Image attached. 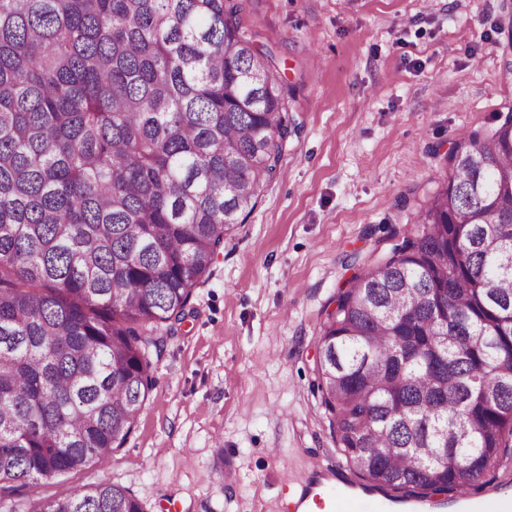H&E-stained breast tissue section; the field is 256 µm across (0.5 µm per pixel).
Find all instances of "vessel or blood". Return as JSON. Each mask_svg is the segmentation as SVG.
<instances>
[{
  "label": "vessel or blood",
  "instance_id": "vessel-or-blood-1",
  "mask_svg": "<svg viewBox=\"0 0 512 512\" xmlns=\"http://www.w3.org/2000/svg\"><path fill=\"white\" fill-rule=\"evenodd\" d=\"M332 466L323 465L310 481L298 484L292 494L289 512H430L432 503L426 499H408L402 502L383 494L368 495L353 484H346L344 492H337L330 481Z\"/></svg>",
  "mask_w": 512,
  "mask_h": 512
}]
</instances>
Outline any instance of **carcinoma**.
Instances as JSON below:
<instances>
[{"instance_id": "carcinoma-1", "label": "carcinoma", "mask_w": 512, "mask_h": 512, "mask_svg": "<svg viewBox=\"0 0 512 512\" xmlns=\"http://www.w3.org/2000/svg\"><path fill=\"white\" fill-rule=\"evenodd\" d=\"M236 0H0V500L120 448L163 325L296 131ZM381 261L336 295L312 384L338 451L403 498L512 461V110L462 134ZM32 512H146L78 487Z\"/></svg>"}]
</instances>
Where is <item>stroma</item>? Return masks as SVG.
Instances as JSON below:
<instances>
[{
	"label": "stroma",
	"instance_id": "1",
	"mask_svg": "<svg viewBox=\"0 0 512 512\" xmlns=\"http://www.w3.org/2000/svg\"><path fill=\"white\" fill-rule=\"evenodd\" d=\"M242 30L294 88L278 178L165 330L155 387L104 465L26 488L0 512L106 482L147 512H285L288 482L334 464L312 390L339 288L409 234L462 133L512 109V0H238ZM223 465L230 477L217 483Z\"/></svg>",
	"mask_w": 512,
	"mask_h": 512
}]
</instances>
